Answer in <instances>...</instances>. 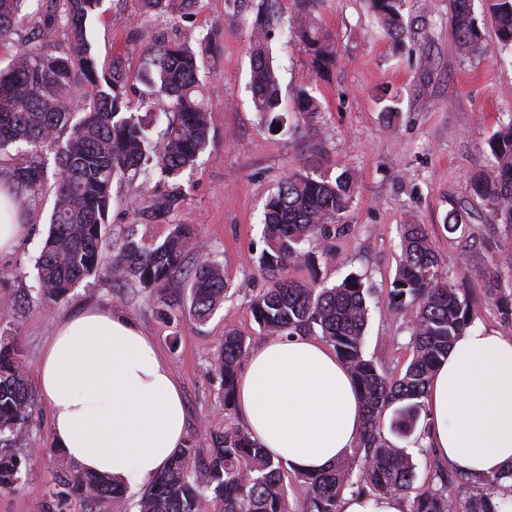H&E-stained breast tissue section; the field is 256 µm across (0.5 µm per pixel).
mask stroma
I'll list each match as a JSON object with an SVG mask.
<instances>
[{
  "label": "stroma",
  "mask_w": 512,
  "mask_h": 512,
  "mask_svg": "<svg viewBox=\"0 0 512 512\" xmlns=\"http://www.w3.org/2000/svg\"><path fill=\"white\" fill-rule=\"evenodd\" d=\"M261 4L248 0L247 10L237 15L228 0H196L188 14L165 21L139 17L137 0H102L89 21V37L106 70L119 55L125 69L136 72L158 31L172 39L208 36L198 52L214 127L194 168L180 177L185 199L168 219L139 222L134 211L148 206V198L128 184H114L107 239L118 240L131 227L143 242L158 244L174 225H192L223 263L229 290L203 323L188 311L185 272L165 290L173 305L168 319L158 315L155 298L104 274L82 282L59 304H44L34 291V259L49 230L55 182L47 180L23 196L19 216L29 232L0 257V305L13 307L0 333L16 339L22 351L36 414L18 447L27 473L16 488L0 490V512H122L118 505L58 502L49 494L56 457L37 369L56 325L86 308H119L153 339L182 388L187 434L200 448H210L212 436L223 433L224 390L213 360L226 329H235L252 347L266 338L248 309L250 296L267 286L250 255L262 247L265 200L303 160L350 169L358 194L346 232L314 241L315 268L301 266L290 275L301 280L314 273L330 285L348 273L362 274L371 292L368 358L393 376L411 358V325L389 300L404 224L425 225L449 285L468 291L474 322L512 336V314L487 291L492 274L512 279V230L494 223L469 192L471 175L486 163L488 138L512 118V50L495 45L490 18L481 19L489 49L465 55L448 34V0H411L404 12L406 33L398 41L384 35L370 0H319L316 21L337 51L335 68L313 89L323 111L314 122L296 112V90L309 58L297 40L276 36L270 49L280 67L288 123L272 131L247 90L250 21ZM385 91L399 97L400 115L392 124L379 101ZM463 202L469 211L458 231L448 232L445 217Z\"/></svg>",
  "instance_id": "35a3bbf8"
}]
</instances>
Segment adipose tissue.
Returning a JSON list of instances; mask_svg holds the SVG:
<instances>
[{"instance_id":"1","label":"adipose tissue","mask_w":512,"mask_h":512,"mask_svg":"<svg viewBox=\"0 0 512 512\" xmlns=\"http://www.w3.org/2000/svg\"><path fill=\"white\" fill-rule=\"evenodd\" d=\"M38 385L55 446L82 471L143 484L186 440L169 362L119 310L61 322L42 352ZM425 404L436 461L472 477L511 468L512 336L468 327L433 374ZM236 406L252 438L299 472L348 456L364 427L350 371L313 336L259 343L238 376Z\"/></svg>"}]
</instances>
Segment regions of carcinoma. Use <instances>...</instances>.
I'll use <instances>...</instances> for the list:
<instances>
[{"instance_id": "obj_1", "label": "carcinoma", "mask_w": 512, "mask_h": 512, "mask_svg": "<svg viewBox=\"0 0 512 512\" xmlns=\"http://www.w3.org/2000/svg\"><path fill=\"white\" fill-rule=\"evenodd\" d=\"M27 0H0V40L16 33L18 15ZM102 0H59L39 26L38 46L15 54L0 69V155L11 150L29 155L16 167L6 188L34 193L47 178V155L57 168L55 203L49 234L36 260L37 293L46 303H58L84 280L106 273L115 281H133L161 303L162 290L182 270L189 252L200 250L187 224H176L160 244L147 246L133 228L112 246L104 262L106 226L112 205V184L128 175L142 178L150 205L135 212L152 220L176 212L184 201L179 183L208 147L211 112L203 102L199 58L189 40L170 41L157 34L159 48L145 53L140 69L129 74L120 58L99 75L86 22ZM144 15L177 18L195 0H139ZM475 0H448L450 37L464 53L487 49L474 8ZM493 23L496 43L512 48V0H481ZM274 21V11L256 13L251 26L249 89L256 112L268 128L285 126L280 109L278 66L269 51L272 31L300 38L311 57L309 82L298 88L297 112L314 120L321 105L312 95L311 80L326 76L336 65V48L319 34L312 6ZM381 29L392 39L405 34V0H371ZM143 89L138 99L127 95L129 81ZM167 99L165 126L157 129L153 99ZM490 161L470 180L471 196L497 223L512 227V118L488 138ZM356 187L351 173L336 174L308 162L284 180L264 206L263 244L259 271L271 286L251 296L249 311L256 323L276 336H320L348 365L362 392L365 426L357 450L360 461L342 458L327 470L309 474L291 471L251 439L236 423L235 381L249 353L237 331H224L214 370L224 386V435L206 455L186 440L133 503L136 512H292L286 479L302 487L301 512H339L343 490L354 484L360 493L398 495L413 488L416 464L407 449L385 437L383 418L392 409L390 432L407 439L425 414L424 397L430 378L448 350L471 324L469 296L443 280L440 260L422 224H404L401 255L390 291V305L412 325V357L398 376L387 374L363 351L369 319L367 289L362 275L351 272L327 286L313 276L307 282L289 277V270L315 265L305 249L313 239H328L346 230ZM228 281L223 266L203 257L188 280L189 311L207 321L224 301ZM490 295L512 307V282L492 278ZM36 406L25 381L22 353L8 337H0V489L22 480L23 458L15 445L33 422ZM440 486L418 492L409 512H502L491 489L500 478H466L469 493L457 507L440 467ZM79 492L88 498L125 502L123 485L105 475L80 471L57 455L52 495Z\"/></svg>"}]
</instances>
